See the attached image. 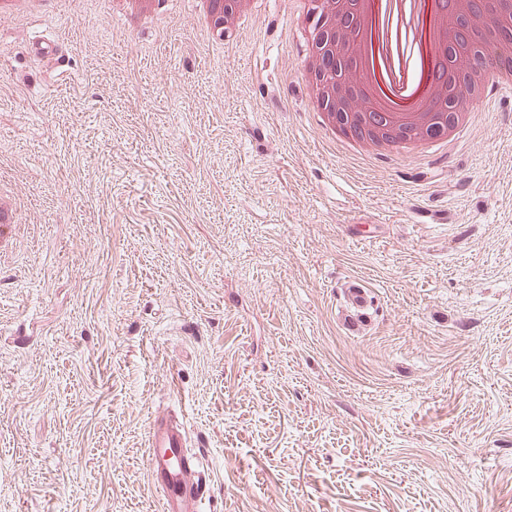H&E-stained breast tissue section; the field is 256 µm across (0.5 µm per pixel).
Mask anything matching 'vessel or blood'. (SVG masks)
Listing matches in <instances>:
<instances>
[{"label":"vessel or blood","instance_id":"b4317fda","mask_svg":"<svg viewBox=\"0 0 512 512\" xmlns=\"http://www.w3.org/2000/svg\"><path fill=\"white\" fill-rule=\"evenodd\" d=\"M344 288L349 306L342 325L356 336L369 323L372 300L361 281L346 280ZM147 442L145 463L158 493L160 512H201L211 477L200 470L197 458L189 452L185 429L166 413L156 412L147 424Z\"/></svg>","mask_w":512,"mask_h":512}]
</instances>
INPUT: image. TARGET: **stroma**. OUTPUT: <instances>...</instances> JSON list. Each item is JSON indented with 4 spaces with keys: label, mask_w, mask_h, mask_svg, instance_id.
Returning <instances> with one entry per match:
<instances>
[{
    "label": "stroma",
    "mask_w": 512,
    "mask_h": 512,
    "mask_svg": "<svg viewBox=\"0 0 512 512\" xmlns=\"http://www.w3.org/2000/svg\"><path fill=\"white\" fill-rule=\"evenodd\" d=\"M293 10L0 16V512H158L167 409L202 512H512V85L449 144L354 152ZM349 306L342 318L343 327L352 335L358 336L369 324V310L372 303L368 287L356 279L343 283ZM147 442L145 463L155 491L160 493L159 510L200 512L211 477L209 472L199 470L197 458L188 451L185 429L158 411L148 421Z\"/></svg>",
    "instance_id": "1"
}]
</instances>
